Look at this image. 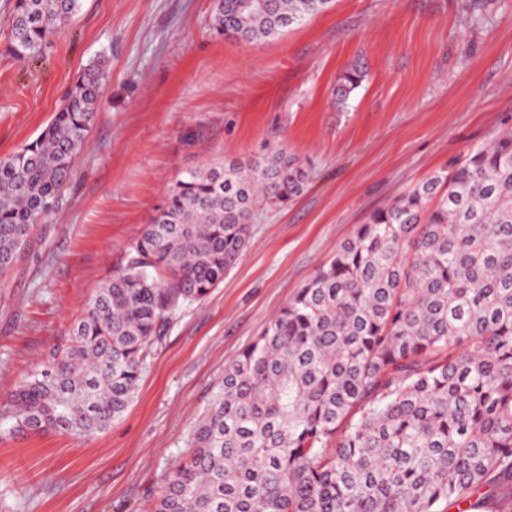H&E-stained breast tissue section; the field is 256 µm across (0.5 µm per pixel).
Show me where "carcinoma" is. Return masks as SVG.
<instances>
[{"label": "carcinoma", "instance_id": "cac0c4a2", "mask_svg": "<svg viewBox=\"0 0 512 512\" xmlns=\"http://www.w3.org/2000/svg\"><path fill=\"white\" fill-rule=\"evenodd\" d=\"M218 0L259 44L331 0ZM81 0H17L9 41L40 56ZM90 61L31 142L0 158V276L31 253L91 132ZM363 72L336 85L343 105ZM310 174L285 149L186 171L68 336L0 404L13 434L90 439L134 401L171 316L207 297L261 205ZM512 512V132L372 212L224 369L184 460L143 512Z\"/></svg>", "mask_w": 512, "mask_h": 512}]
</instances>
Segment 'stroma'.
Segmentation results:
<instances>
[{"label":"stroma","mask_w":512,"mask_h":512,"mask_svg":"<svg viewBox=\"0 0 512 512\" xmlns=\"http://www.w3.org/2000/svg\"><path fill=\"white\" fill-rule=\"evenodd\" d=\"M0 157L32 141L88 62L108 60L97 120L34 251L0 278V400L64 336L184 171L282 148L303 194L258 209L224 282L180 309L133 403L88 440L7 435L0 512H138L182 460L224 369L374 210L512 131V0H333L256 45L209 28L216 0H83L39 58L7 40ZM365 78L337 106L339 76Z\"/></svg>","instance_id":"stroma-1"}]
</instances>
